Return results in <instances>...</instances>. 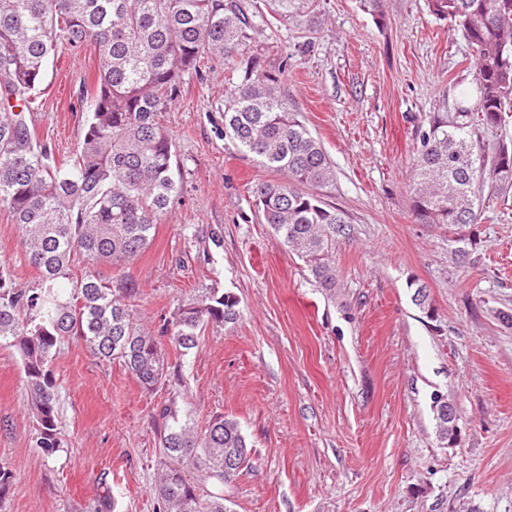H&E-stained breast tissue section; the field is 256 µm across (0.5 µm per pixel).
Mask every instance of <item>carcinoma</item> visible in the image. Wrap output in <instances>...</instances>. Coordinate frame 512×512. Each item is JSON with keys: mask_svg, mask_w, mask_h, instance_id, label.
Segmentation results:
<instances>
[{"mask_svg": "<svg viewBox=\"0 0 512 512\" xmlns=\"http://www.w3.org/2000/svg\"><path fill=\"white\" fill-rule=\"evenodd\" d=\"M266 2L269 17L239 0H0V211L20 227L39 274L38 287L22 289L0 267V345L21 357L35 446L46 459L62 443L50 363L64 339L120 362L152 389L167 377L166 347L187 352L207 327L240 315L235 296L209 288L150 331L129 309L138 294L132 279L113 286L91 269L75 280L71 274L77 255L121 271L151 245L181 191L176 144L162 116L202 65L218 61L237 72L224 101V137L280 175L251 186L263 223L308 263L320 287L336 288L332 249L345 218L321 196L334 166L283 91L288 57L272 64L251 50L270 19L298 16L312 0ZM427 5L472 48L474 79L453 115L432 112L419 125L411 215L417 224L458 231L477 223L483 192L492 198L512 188V143L498 137L512 113V0ZM63 43L92 50L97 71L82 96L84 137L59 163L25 113L38 108L47 66ZM435 413L438 437L450 440L453 404L439 399ZM161 416L167 424L156 512H227L221 487L250 461L240 425L217 415L200 428L169 404Z\"/></svg>", "mask_w": 512, "mask_h": 512, "instance_id": "obj_1", "label": "carcinoma"}]
</instances>
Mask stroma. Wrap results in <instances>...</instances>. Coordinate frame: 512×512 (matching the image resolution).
Instances as JSON below:
<instances>
[{
	"label": "stroma",
	"mask_w": 512,
	"mask_h": 512,
	"mask_svg": "<svg viewBox=\"0 0 512 512\" xmlns=\"http://www.w3.org/2000/svg\"><path fill=\"white\" fill-rule=\"evenodd\" d=\"M271 61L288 56V99L331 159L324 200L343 213L336 289L260 223L251 187L270 179L224 138V98L237 76L215 65L186 79L165 113L182 193L126 275L139 286L135 322L157 330L208 288L235 295L240 319L196 348L167 350V380L145 389L119 363L67 339L50 370L62 448L34 446L18 352L0 346V467L12 474L0 512H155L161 408L198 424L224 415L251 447L224 488L229 512H512V192L481 221L414 223L410 169L419 122L469 87L472 50L426 0H313L308 14L256 36ZM95 57L62 46L31 130L63 158L84 135L78 98ZM21 231L0 213V266L17 287L37 272ZM464 256H457V249ZM425 285L435 308L412 300ZM456 410L455 444L440 441L435 397Z\"/></svg>",
	"instance_id": "obj_1"
}]
</instances>
